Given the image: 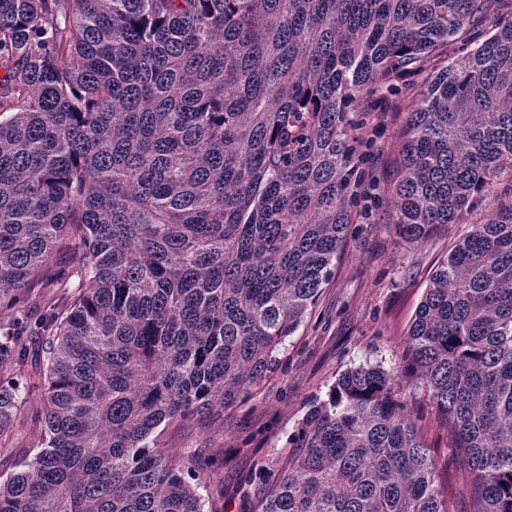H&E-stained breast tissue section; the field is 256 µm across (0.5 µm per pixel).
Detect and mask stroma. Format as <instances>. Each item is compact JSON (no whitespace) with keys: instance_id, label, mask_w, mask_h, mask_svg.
Returning a JSON list of instances; mask_svg holds the SVG:
<instances>
[{"instance_id":"35a3bbf8","label":"stroma","mask_w":512,"mask_h":512,"mask_svg":"<svg viewBox=\"0 0 512 512\" xmlns=\"http://www.w3.org/2000/svg\"><path fill=\"white\" fill-rule=\"evenodd\" d=\"M412 105V92L406 89L385 94L373 111L361 113L369 155L361 211L350 226L333 278L288 338L277 369L233 407L214 408L163 432L159 445L171 455L218 459L199 489L203 512H256L267 487L254 480L255 470L275 473L287 464L294 454L289 435L296 432L313 400H326L341 373L359 365L394 373L403 368L409 327L434 270L469 224L485 217V209H478L467 223L449 225L423 244L412 246L398 239L393 206L398 132ZM78 291L75 285L31 289L23 306L0 310V337L18 322L32 325L47 306L65 308ZM48 334V329L32 326L24 335L23 365L7 371L19 378L25 403L14 420L9 446L0 447V475L10 473L23 449L33 447L40 436L34 416L43 408ZM396 392L432 449L450 512H473L466 463L449 447L447 429L427 394L410 380L399 382Z\"/></svg>"}]
</instances>
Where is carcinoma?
<instances>
[{"label":"carcinoma","instance_id":"obj_1","mask_svg":"<svg viewBox=\"0 0 512 512\" xmlns=\"http://www.w3.org/2000/svg\"><path fill=\"white\" fill-rule=\"evenodd\" d=\"M497 0H0V304L81 292L52 323L41 436L0 512H201L207 463L162 427L275 370L331 280L360 177L354 113L415 79L395 228L487 206L410 326L416 380L474 512H512V15ZM459 44L448 57V44ZM73 258L52 269L55 255ZM23 328L0 367L25 360ZM24 398L0 380V441ZM261 512H449L377 366L342 373Z\"/></svg>","mask_w":512,"mask_h":512}]
</instances>
